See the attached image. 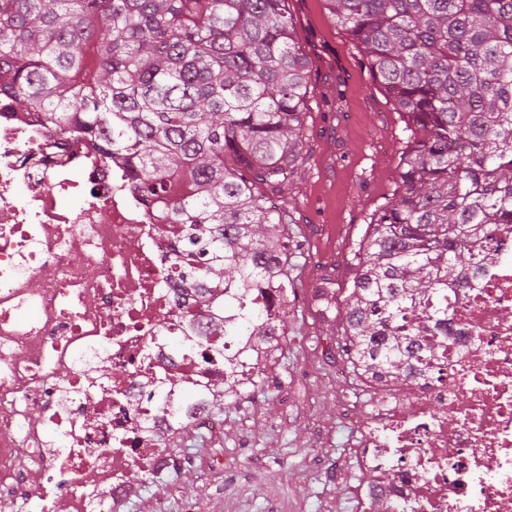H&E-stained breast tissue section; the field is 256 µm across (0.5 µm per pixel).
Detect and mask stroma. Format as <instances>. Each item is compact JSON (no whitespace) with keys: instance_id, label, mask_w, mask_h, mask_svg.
Returning <instances> with one entry per match:
<instances>
[{"instance_id":"stroma-1","label":"stroma","mask_w":512,"mask_h":512,"mask_svg":"<svg viewBox=\"0 0 512 512\" xmlns=\"http://www.w3.org/2000/svg\"><path fill=\"white\" fill-rule=\"evenodd\" d=\"M309 61V156L289 245L295 296L276 365L239 401L225 400L224 432L187 431L163 443L174 465L140 486L120 512H354L369 479L351 453L355 431L381 413L385 392L360 386L342 343L310 299L320 274L344 288L369 215L393 189L409 132L372 81L324 0H288Z\"/></svg>"}]
</instances>
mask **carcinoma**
I'll list each match as a JSON object with an SVG mask.
<instances>
[{
  "mask_svg": "<svg viewBox=\"0 0 512 512\" xmlns=\"http://www.w3.org/2000/svg\"><path fill=\"white\" fill-rule=\"evenodd\" d=\"M286 0H0V117L40 112L63 147L117 160L148 209L183 225L178 265L211 330L276 363L288 335V224L272 202L306 162L309 66ZM411 136L370 215L336 323L351 373L427 376L464 277L512 224V0H325ZM275 294L273 312L255 289ZM228 359L224 397L256 378Z\"/></svg>",
  "mask_w": 512,
  "mask_h": 512,
  "instance_id": "obj_1",
  "label": "carcinoma"
}]
</instances>
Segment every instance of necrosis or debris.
Instances as JSON below:
<instances>
[{"mask_svg":"<svg viewBox=\"0 0 512 512\" xmlns=\"http://www.w3.org/2000/svg\"><path fill=\"white\" fill-rule=\"evenodd\" d=\"M179 233L40 113L0 119V495L23 512H112L132 471L170 468L163 438L223 432L215 390L242 345L210 336L203 355L186 338L185 317L208 310L178 275ZM490 254L448 311L437 377L360 427L354 457L375 475L363 507L512 503V224Z\"/></svg>","mask_w":512,"mask_h":512,"instance_id":"necrosis-or-debris-1","label":"necrosis or debris"}]
</instances>
